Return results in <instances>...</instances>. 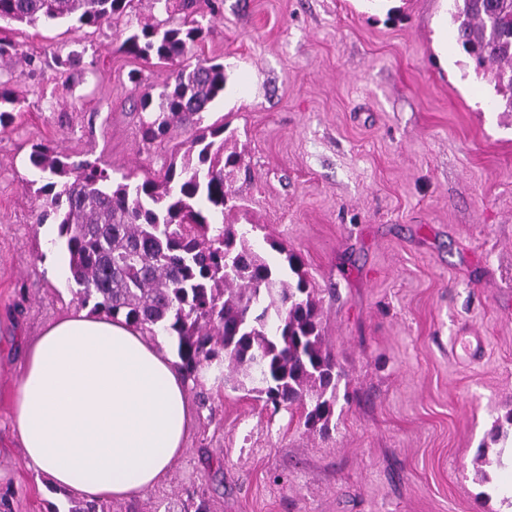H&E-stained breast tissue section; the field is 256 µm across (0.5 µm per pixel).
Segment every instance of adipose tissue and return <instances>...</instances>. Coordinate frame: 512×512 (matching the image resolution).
Listing matches in <instances>:
<instances>
[{
	"mask_svg": "<svg viewBox=\"0 0 512 512\" xmlns=\"http://www.w3.org/2000/svg\"><path fill=\"white\" fill-rule=\"evenodd\" d=\"M14 422L24 463L93 499L154 486L178 459L191 423L175 361L124 320L80 310L23 352Z\"/></svg>",
	"mask_w": 512,
	"mask_h": 512,
	"instance_id": "ef3b65f1",
	"label": "adipose tissue"
}]
</instances>
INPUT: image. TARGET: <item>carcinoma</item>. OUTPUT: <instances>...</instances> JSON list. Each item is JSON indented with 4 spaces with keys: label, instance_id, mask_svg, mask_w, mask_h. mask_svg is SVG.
Listing matches in <instances>:
<instances>
[{
    "label": "carcinoma",
    "instance_id": "obj_1",
    "mask_svg": "<svg viewBox=\"0 0 512 512\" xmlns=\"http://www.w3.org/2000/svg\"><path fill=\"white\" fill-rule=\"evenodd\" d=\"M133 0H0V19L37 26L69 20L100 27L131 13ZM153 14L127 27L118 51L175 65L171 81L142 90L133 104L141 139L151 144L173 129L189 133L180 159L157 178L114 182L98 161L75 162L44 143L32 145L29 165L42 184L37 223L53 218L69 256L68 280L84 306L119 317L152 338L176 341L177 366L187 379L202 369L238 376L237 386L272 406L302 412L310 433H329L341 370L325 345L320 299L298 257L269 242L287 266L272 263L249 232L216 222L237 207L227 183L241 164L228 150L224 125L205 124L224 94L222 64L181 66L211 33L194 19L216 12L215 0H149ZM458 41L476 68L490 75L499 106L512 112V0H452ZM33 64L19 41L0 39V66ZM20 98L0 83V128L14 120Z\"/></svg>",
    "mask_w": 512,
    "mask_h": 512
}]
</instances>
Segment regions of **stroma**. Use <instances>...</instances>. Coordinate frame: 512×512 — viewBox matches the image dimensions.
Here are the masks:
<instances>
[{
    "mask_svg": "<svg viewBox=\"0 0 512 512\" xmlns=\"http://www.w3.org/2000/svg\"><path fill=\"white\" fill-rule=\"evenodd\" d=\"M449 0H220L185 58L224 65L207 117L248 169L228 220L283 243L322 298L342 370L327 437L232 383L189 382L166 476L104 512H502L512 504V112L478 75ZM117 26L1 22L42 65L0 69L22 104L0 130V495L12 512L74 496L24 464L12 394L24 344L79 303L57 226L25 188L32 144L114 179L162 172L184 139L142 142L139 70ZM207 408H199L200 394Z\"/></svg>",
    "mask_w": 512,
    "mask_h": 512,
    "instance_id": "35a3bbf8",
    "label": "stroma"
}]
</instances>
